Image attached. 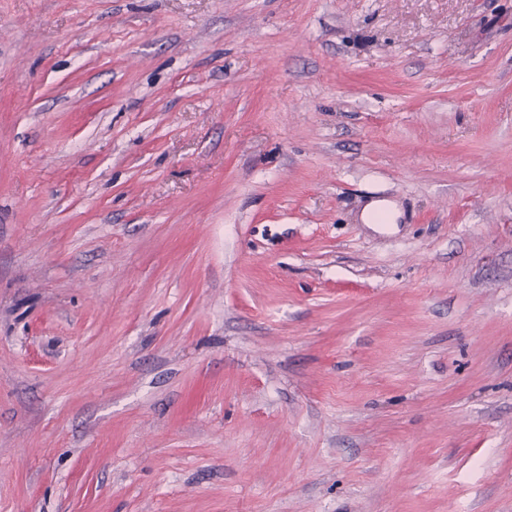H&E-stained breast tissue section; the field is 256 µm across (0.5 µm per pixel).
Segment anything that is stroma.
Here are the masks:
<instances>
[{"label": "stroma", "instance_id": "1", "mask_svg": "<svg viewBox=\"0 0 512 512\" xmlns=\"http://www.w3.org/2000/svg\"><path fill=\"white\" fill-rule=\"evenodd\" d=\"M0 512H512V0H0Z\"/></svg>", "mask_w": 512, "mask_h": 512}]
</instances>
